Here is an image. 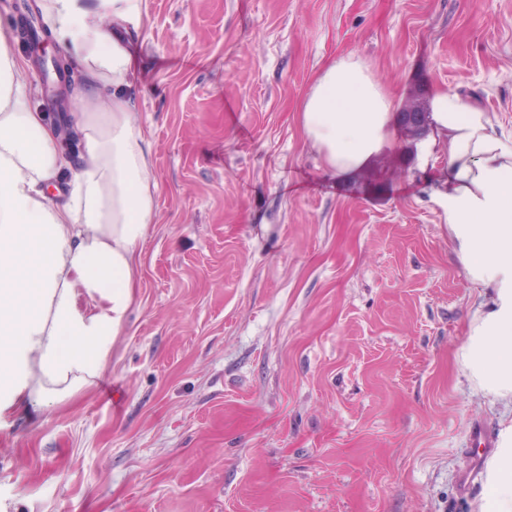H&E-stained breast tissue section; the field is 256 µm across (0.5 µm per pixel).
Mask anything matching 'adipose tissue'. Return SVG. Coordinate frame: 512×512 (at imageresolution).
<instances>
[{"mask_svg":"<svg viewBox=\"0 0 512 512\" xmlns=\"http://www.w3.org/2000/svg\"><path fill=\"white\" fill-rule=\"evenodd\" d=\"M37 7L82 69L66 121L83 148L75 159L61 149L23 83L25 61L8 49L13 24L0 18V414L48 407L105 368L158 217L128 48L146 0ZM394 109L370 67L347 55L315 79L299 120L325 172L342 180L390 144ZM429 110L448 153L442 220L476 294L456 361L476 394L512 407V129L456 92L436 93ZM477 512H512V415L500 421Z\"/></svg>","mask_w":512,"mask_h":512,"instance_id":"ef3b65f1","label":"adipose tissue"}]
</instances>
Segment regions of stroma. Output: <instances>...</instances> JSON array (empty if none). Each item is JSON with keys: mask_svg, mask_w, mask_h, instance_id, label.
I'll return each instance as SVG.
<instances>
[{"mask_svg": "<svg viewBox=\"0 0 512 512\" xmlns=\"http://www.w3.org/2000/svg\"><path fill=\"white\" fill-rule=\"evenodd\" d=\"M135 47L158 222L101 376L0 416V512H476L471 436L508 410L455 359L448 156L400 128L339 181L298 112L352 54L396 108L445 89L511 124L512 0H147Z\"/></svg>", "mask_w": 512, "mask_h": 512, "instance_id": "obj_1", "label": "stroma"}]
</instances>
